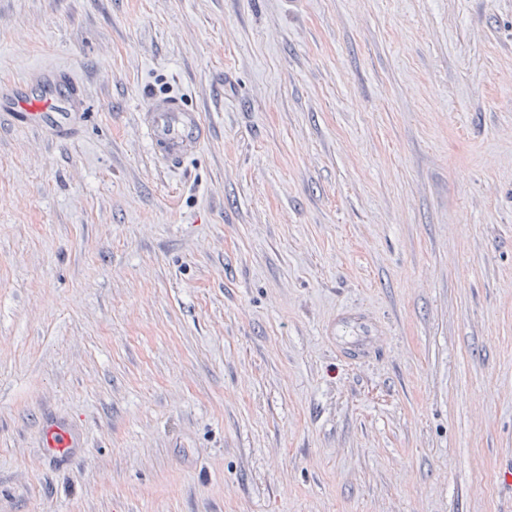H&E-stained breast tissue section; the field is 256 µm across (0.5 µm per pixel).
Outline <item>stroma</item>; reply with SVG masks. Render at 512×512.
Instances as JSON below:
<instances>
[{
  "mask_svg": "<svg viewBox=\"0 0 512 512\" xmlns=\"http://www.w3.org/2000/svg\"><path fill=\"white\" fill-rule=\"evenodd\" d=\"M60 72L65 130L6 110ZM154 93L209 128L171 166ZM511 468L512 0H0V512H512ZM45 439L48 450L53 454L65 455L73 448L68 433L54 425L47 428Z\"/></svg>",
  "mask_w": 512,
  "mask_h": 512,
  "instance_id": "35a3bbf8",
  "label": "stroma"
}]
</instances>
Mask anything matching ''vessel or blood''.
<instances>
[{"instance_id": "obj_1", "label": "vessel or blood", "mask_w": 512, "mask_h": 512, "mask_svg": "<svg viewBox=\"0 0 512 512\" xmlns=\"http://www.w3.org/2000/svg\"><path fill=\"white\" fill-rule=\"evenodd\" d=\"M76 93L57 85L52 90L11 99L10 108L24 112L28 124L63 127L76 101ZM153 151L174 164L193 156L205 140L206 125L198 109L166 94L152 96L139 114Z\"/></svg>"}]
</instances>
